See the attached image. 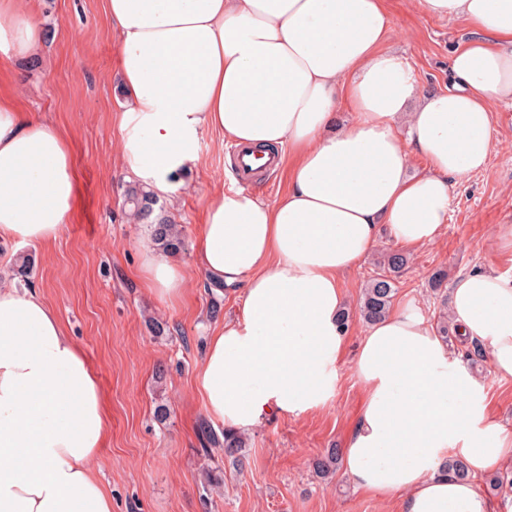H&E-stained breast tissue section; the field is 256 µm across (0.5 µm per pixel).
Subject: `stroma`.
<instances>
[{"instance_id": "1", "label": "stroma", "mask_w": 512, "mask_h": 512, "mask_svg": "<svg viewBox=\"0 0 512 512\" xmlns=\"http://www.w3.org/2000/svg\"><path fill=\"white\" fill-rule=\"evenodd\" d=\"M45 32L38 56L0 71V90L20 108L50 121L67 137L76 200L54 241L0 238V280L36 291L61 318L96 374L108 413L107 439L95 466L112 491V512H400L356 489L337 473L319 479L313 461L344 447L363 403L353 372L359 319L336 364V390L323 408L280 415L247 431L242 468L220 450L205 452L201 427L223 432L206 413L197 386L207 336L239 306L240 290L215 283L199 267L195 246L208 199L234 184L233 156L222 134L203 131L198 159L181 186L158 193V206L185 238L175 255L185 276L183 298L169 300L146 285L141 262L151 238L133 223L122 184L130 181L122 154L126 98L115 69L118 42L104 0H36ZM392 24L386 49L414 66L423 92L451 86L453 49L473 29L430 18L413 0H387ZM496 143L482 171L453 178L448 223L439 241L408 252L395 281L394 306L418 307L485 387L486 405L512 429V380L491 372L486 347L461 342L440 313L454 280L472 270L512 273V254L495 243L512 225V103L495 108ZM395 244L381 243L344 278L345 306L358 307L361 290ZM26 275H19L20 266Z\"/></svg>"}]
</instances>
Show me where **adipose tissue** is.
Segmentation results:
<instances>
[{"instance_id": "ef3b65f1", "label": "adipose tissue", "mask_w": 512, "mask_h": 512, "mask_svg": "<svg viewBox=\"0 0 512 512\" xmlns=\"http://www.w3.org/2000/svg\"><path fill=\"white\" fill-rule=\"evenodd\" d=\"M414 2L477 31L452 54L454 90L422 93L412 65L385 49L386 0H105L134 177L172 186L207 129L291 161L274 202L234 188L212 196L198 239L201 269L243 287L198 374L205 410L224 427L327 403L346 345L343 276L381 234L416 249L436 243L449 176L489 161L494 106L512 101V0ZM42 38L28 0H0L1 56L31 59ZM346 108L354 118L342 125ZM417 155L427 167L414 174ZM75 197L65 136L0 95V238L56 239ZM144 268L157 294H181L177 263L149 253ZM448 312L488 347L493 374L512 379V274L459 276ZM353 370L364 403L343 456L350 482L399 497L401 512H493L474 479L512 461V430L413 305L367 328ZM106 430L98 380L56 311L0 284V512H112L93 470ZM451 455L470 478L441 471Z\"/></svg>"}]
</instances>
